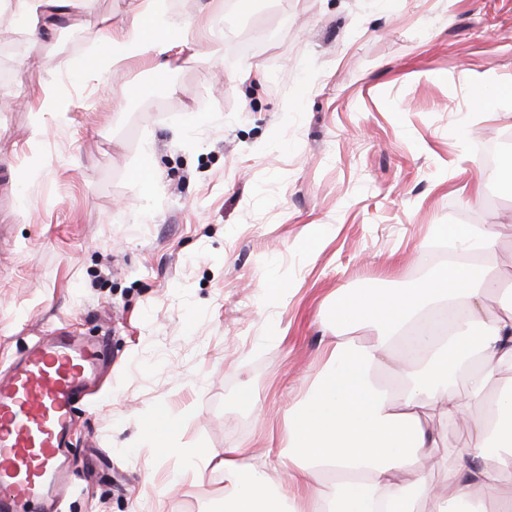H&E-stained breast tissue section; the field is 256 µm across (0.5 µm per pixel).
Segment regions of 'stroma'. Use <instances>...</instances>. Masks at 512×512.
Segmentation results:
<instances>
[{
  "label": "stroma",
  "instance_id": "obj_1",
  "mask_svg": "<svg viewBox=\"0 0 512 512\" xmlns=\"http://www.w3.org/2000/svg\"><path fill=\"white\" fill-rule=\"evenodd\" d=\"M128 2L80 0L37 49L0 11V372L51 329L106 346L53 512H212L224 473L193 478L189 455L263 457L320 368L337 290L445 265L453 224L506 225L512 256V191L490 178L470 200L512 133V0H255L166 71L73 78ZM41 78L58 111H31ZM160 407L170 451L141 438Z\"/></svg>",
  "mask_w": 512,
  "mask_h": 512
}]
</instances>
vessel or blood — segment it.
Returning a JSON list of instances; mask_svg holds the SVG:
<instances>
[{"label": "vessel or blood", "mask_w": 512, "mask_h": 512, "mask_svg": "<svg viewBox=\"0 0 512 512\" xmlns=\"http://www.w3.org/2000/svg\"><path fill=\"white\" fill-rule=\"evenodd\" d=\"M102 356L99 342L54 331L0 374V512H29L66 485L76 398Z\"/></svg>", "instance_id": "obj_1"}]
</instances>
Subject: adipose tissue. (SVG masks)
Returning <instances> with one entry per match:
<instances>
[{"label":"adipose tissue","instance_id":"adipose-tissue-1","mask_svg":"<svg viewBox=\"0 0 512 512\" xmlns=\"http://www.w3.org/2000/svg\"><path fill=\"white\" fill-rule=\"evenodd\" d=\"M5 2L36 45L72 0ZM90 40L84 67L166 69L172 50L195 53L197 29L164 15L161 0H129L122 25ZM503 230L450 226L448 265L402 288L337 293L322 368L281 431L287 462L267 456L245 469L246 447L225 448L216 512H512L502 491L512 484V384L500 382L512 369V270L464 260L495 254ZM458 422L468 440L442 494L431 474L446 464L444 426Z\"/></svg>","mask_w":512,"mask_h":512}]
</instances>
